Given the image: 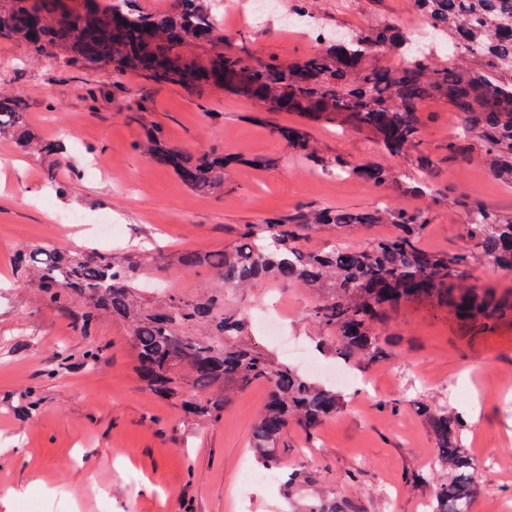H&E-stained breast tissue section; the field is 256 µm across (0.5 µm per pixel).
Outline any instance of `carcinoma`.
I'll list each match as a JSON object with an SVG mask.
<instances>
[{
    "label": "carcinoma",
    "mask_w": 512,
    "mask_h": 512,
    "mask_svg": "<svg viewBox=\"0 0 512 512\" xmlns=\"http://www.w3.org/2000/svg\"><path fill=\"white\" fill-rule=\"evenodd\" d=\"M105 10L99 0H0V38L20 40L36 54L50 45L68 49L67 65H100L121 75H143L157 84L179 86L199 96L222 86L251 102L244 116L256 125L267 112H292L316 123L335 121L371 135L405 169L368 162L354 165L341 154L326 155L314 145L307 125L280 129L288 151L305 158L328 177L352 175L379 191L423 196L429 186L407 170L430 172L438 161L477 156L499 182L512 185V0H410L427 33L414 39L392 23L333 30L312 14L314 0L279 4L302 19L314 34L316 49L300 58L259 60L247 50L224 46V34L211 19V0H174L165 11L119 0ZM41 28L33 30L29 19ZM406 58L385 65L373 50ZM448 104L459 118L457 133L443 155L421 148L423 108ZM27 151L59 153L61 145L29 129L13 100L0 97V136ZM137 149L172 169L188 188L208 196L224 194V180L242 167L271 168L278 159L246 156L211 147L190 151L170 146L152 129ZM466 216V246L435 253L418 246L429 210L314 206L293 215L274 214L264 224H243L238 241L217 251L178 253L185 272L208 270L221 286L190 298L168 288L166 301L152 309L136 300L148 287L154 258L134 260L114 252H74L25 247L17 251L18 276L32 278L54 308L78 301L79 330L90 331L112 316L131 328L137 370L147 387L177 398L186 414L215 422L224 414V384L240 387L264 380L271 394L253 439L261 464L277 466L279 445L288 426L312 432L343 407L336 389L273 363L259 347L246 344L244 319L224 310V292L258 282L295 281L316 289L310 317L326 333L336 355L367 364L389 353L376 324L389 309L427 301L452 309L474 331L512 318V289L464 288L470 263L481 259L512 274V207L459 198ZM393 224L396 233L377 237L363 249L338 243L306 250L300 231ZM435 440L436 463L448 482L436 487L433 512H467L476 491L474 458L463 442L467 422L446 406L419 407ZM304 512H344L317 494Z\"/></svg>",
    "instance_id": "obj_1"
}]
</instances>
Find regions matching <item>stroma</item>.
<instances>
[{
	"instance_id": "1",
	"label": "stroma",
	"mask_w": 512,
	"mask_h": 512,
	"mask_svg": "<svg viewBox=\"0 0 512 512\" xmlns=\"http://www.w3.org/2000/svg\"><path fill=\"white\" fill-rule=\"evenodd\" d=\"M214 9L225 35L259 59L296 58L315 48L303 29L254 18L239 0H215ZM319 9L333 28L419 25L408 0H319ZM65 56L59 46L35 55L22 43L0 40V93L16 97L25 124L65 145L54 156L22 155L0 138V512H103L105 497L110 512H287L279 481L294 471L314 481L301 496L319 489L346 512H425L448 476L432 467L434 440L418 413L421 403L448 406L467 420L464 443L477 463L479 487L472 512H512V321L469 336L445 308L415 302L388 312L379 331L391 359L348 364L355 382L343 391L341 412L312 432L290 426L277 482L248 483L245 474L257 467L253 432L269 399L267 383L226 384L222 419L198 422L178 400L158 397L141 380L122 320L102 318L91 335H81L73 309L49 308L18 279L12 256L26 246L130 250L146 242L165 253L213 250L234 243L240 225L262 223L273 212L419 205L353 177L324 176L290 154L278 129L300 123L298 115L270 112L265 124L254 125L245 120L250 102L223 89L199 97L104 67L65 69ZM141 101L147 111H137ZM421 117L424 148L439 152L456 131L447 104H431ZM148 127L180 149L215 146L275 156L279 165L240 169L222 196L206 197L137 150ZM309 131L320 152L355 164L391 161L369 134L340 123H315ZM427 180L432 220L419 240L427 251L464 246L458 197L512 203V186L476 161L440 164ZM60 183L68 195L56 194ZM72 211L91 224L110 213L111 240L80 237L61 223ZM394 231L390 224L325 228L305 232L301 244L360 249ZM227 296L245 318L250 341L275 362L294 358L261 329L256 313L272 306L294 345L332 362L317 348L311 289L260 282ZM95 346L103 352L90 366L83 354Z\"/></svg>"
}]
</instances>
